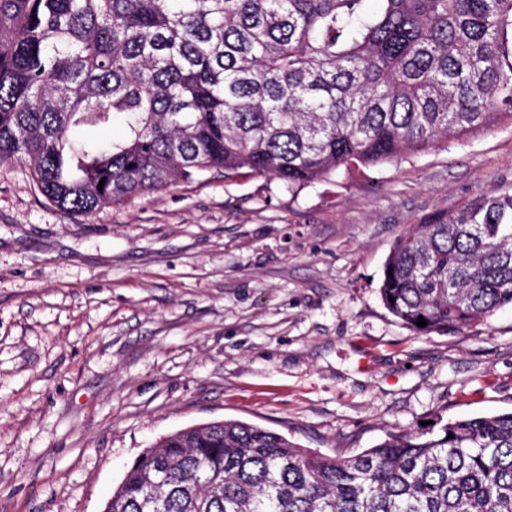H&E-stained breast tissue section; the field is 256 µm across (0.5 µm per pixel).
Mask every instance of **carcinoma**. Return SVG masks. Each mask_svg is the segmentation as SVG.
Returning a JSON list of instances; mask_svg holds the SVG:
<instances>
[{"label":"carcinoma","instance_id":"obj_1","mask_svg":"<svg viewBox=\"0 0 512 512\" xmlns=\"http://www.w3.org/2000/svg\"><path fill=\"white\" fill-rule=\"evenodd\" d=\"M366 2L0 0V160L89 215L206 171L292 189L512 122V0ZM116 119L121 139L83 136ZM380 295L418 332L512 306V189L407 225ZM109 508L512 512V412L344 458L214 421L143 452Z\"/></svg>","mask_w":512,"mask_h":512}]
</instances>
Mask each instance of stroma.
<instances>
[{"mask_svg":"<svg viewBox=\"0 0 512 512\" xmlns=\"http://www.w3.org/2000/svg\"><path fill=\"white\" fill-rule=\"evenodd\" d=\"M512 187V125L295 190L204 172L90 215L0 162V512H102L145 449L238 419L348 456L512 410V308L419 333L379 288L406 225Z\"/></svg>","mask_w":512,"mask_h":512,"instance_id":"obj_1","label":"stroma"}]
</instances>
